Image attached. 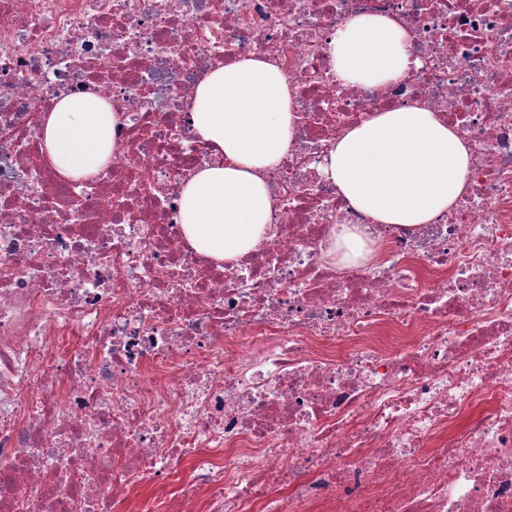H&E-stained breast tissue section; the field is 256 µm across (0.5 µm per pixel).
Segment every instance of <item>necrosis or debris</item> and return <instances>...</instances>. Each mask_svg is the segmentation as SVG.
<instances>
[{"instance_id":"1","label":"necrosis or debris","mask_w":512,"mask_h":512,"mask_svg":"<svg viewBox=\"0 0 512 512\" xmlns=\"http://www.w3.org/2000/svg\"><path fill=\"white\" fill-rule=\"evenodd\" d=\"M361 14L408 31L405 78L337 80L327 41ZM249 54L288 77L293 149L275 235L217 264L179 224L174 176L209 157L184 103ZM73 94L120 121L62 181L42 117ZM418 102L466 140L469 191L373 223L319 166ZM364 228L373 262L327 258ZM0 512H512V0H0Z\"/></svg>"}]
</instances>
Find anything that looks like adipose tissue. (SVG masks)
I'll use <instances>...</instances> for the list:
<instances>
[{
  "label": "adipose tissue",
  "instance_id": "adipose-tissue-1",
  "mask_svg": "<svg viewBox=\"0 0 512 512\" xmlns=\"http://www.w3.org/2000/svg\"><path fill=\"white\" fill-rule=\"evenodd\" d=\"M327 52L338 80L382 87L410 70L409 35L395 19L363 14L339 27ZM287 76L253 54L206 74L187 103L196 139L212 161L179 185L184 235L199 253L231 262L272 232L266 175L294 141ZM116 113L85 94L60 98L43 120L44 150L63 178L97 175L114 146ZM466 142L435 112L413 104L376 113L337 138L325 177L349 206L380 224H429L448 212L469 184Z\"/></svg>",
  "mask_w": 512,
  "mask_h": 512
}]
</instances>
